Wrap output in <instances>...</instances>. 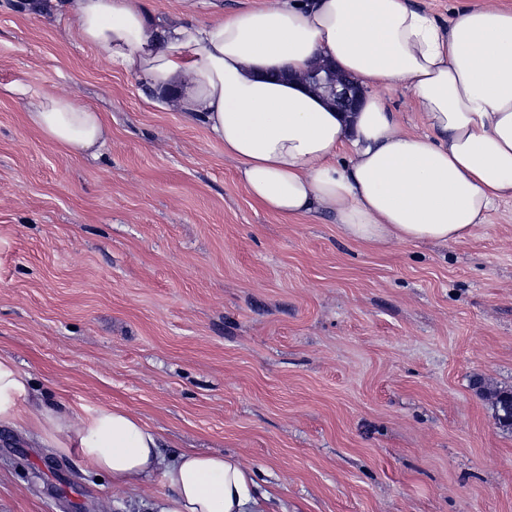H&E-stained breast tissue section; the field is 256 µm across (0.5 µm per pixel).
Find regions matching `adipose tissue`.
<instances>
[{
  "instance_id": "1",
  "label": "adipose tissue",
  "mask_w": 512,
  "mask_h": 512,
  "mask_svg": "<svg viewBox=\"0 0 512 512\" xmlns=\"http://www.w3.org/2000/svg\"><path fill=\"white\" fill-rule=\"evenodd\" d=\"M77 36L105 51L223 142L238 178L285 219L333 216L346 240L457 242L512 200V10L496 0L442 19L415 0H272L208 23L161 25L144 0H61ZM335 65L363 93L339 112L302 75ZM411 93L405 130L386 99ZM50 142L97 155L108 128L94 108L51 89L25 96ZM130 484L161 474L158 512H270L233 455L166 457L161 436L128 409L86 408L32 392L0 353V426Z\"/></svg>"
}]
</instances>
